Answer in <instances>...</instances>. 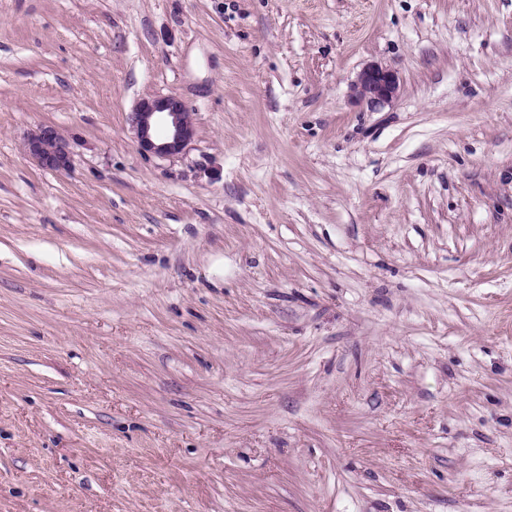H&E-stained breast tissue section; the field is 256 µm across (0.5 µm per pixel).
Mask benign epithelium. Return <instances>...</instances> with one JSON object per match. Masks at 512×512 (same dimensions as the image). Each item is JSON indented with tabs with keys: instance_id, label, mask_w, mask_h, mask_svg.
<instances>
[{
	"instance_id": "benign-epithelium-1",
	"label": "benign epithelium",
	"mask_w": 512,
	"mask_h": 512,
	"mask_svg": "<svg viewBox=\"0 0 512 512\" xmlns=\"http://www.w3.org/2000/svg\"><path fill=\"white\" fill-rule=\"evenodd\" d=\"M356 98L370 105L388 103L399 92L395 72L379 65L366 66L353 86ZM140 150L161 158L182 154L194 136L192 113L180 98L157 96L139 102L127 115ZM26 156L40 169L62 173L71 169L73 151L68 136L55 125H41L24 143Z\"/></svg>"
}]
</instances>
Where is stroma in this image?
Masks as SVG:
<instances>
[{"mask_svg":"<svg viewBox=\"0 0 512 512\" xmlns=\"http://www.w3.org/2000/svg\"><path fill=\"white\" fill-rule=\"evenodd\" d=\"M0 512H512V0H0ZM353 89L361 102L370 105L388 103L398 95L399 80L395 72L371 64L358 74ZM127 123L134 132L140 150L161 158L182 154L194 136L192 113L180 98L157 96L139 102L128 112ZM166 126L163 137L159 125ZM26 156L40 169L62 173L71 169L73 151L68 136L55 125H41L24 143Z\"/></svg>","mask_w":512,"mask_h":512,"instance_id":"1","label":"stroma"}]
</instances>
